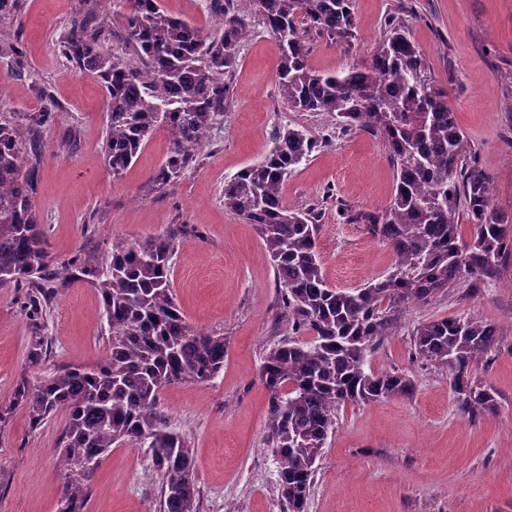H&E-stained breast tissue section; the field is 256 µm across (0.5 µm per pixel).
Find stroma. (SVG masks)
<instances>
[{"label": "stroma", "mask_w": 512, "mask_h": 512, "mask_svg": "<svg viewBox=\"0 0 512 512\" xmlns=\"http://www.w3.org/2000/svg\"><path fill=\"white\" fill-rule=\"evenodd\" d=\"M161 6L204 36L219 19L213 0ZM79 7L80 0H19L8 31L12 49L0 54V123L55 113L40 130L33 197L48 256L59 265L77 254H106L116 242L174 239L170 282L178 306L190 326L227 343L214 379L174 383L159 397L167 421L193 449L198 512H283L278 459L267 439L269 393L259 371L265 353L287 337L288 323L271 258L256 226L225 210L224 185L271 152L279 128L319 139L285 180L283 200L316 210L325 280L352 291L387 275L395 261L388 244L346 220L390 204L395 180L386 143L363 130H340L329 113L292 111L276 85L279 40L256 15L229 75L224 117L196 163L169 184L153 182L168 145L160 131L133 166L112 175L103 152L104 92L59 48ZM354 13L347 38L308 33L310 66L342 72L366 63L386 33L385 20L398 16L491 179L492 207L512 222V0H354ZM22 295L0 287V512H56L65 416L30 429L15 390L64 366L97 364L108 331L99 297L84 281L62 286L38 332L21 309ZM446 317L476 318L501 331L499 345L475 368L495 396L494 414H464L447 367L414 353V328ZM37 333L48 344L38 366L29 361ZM368 364L406 374L414 389L339 408L307 512H512V259L496 278L467 277L430 302L403 307ZM150 465L146 449L112 448L90 481L86 512H159Z\"/></svg>", "instance_id": "35a3bbf8"}]
</instances>
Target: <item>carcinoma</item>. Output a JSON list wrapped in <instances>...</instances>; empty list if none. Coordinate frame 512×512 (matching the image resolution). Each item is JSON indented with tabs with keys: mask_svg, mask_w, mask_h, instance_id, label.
<instances>
[{
	"mask_svg": "<svg viewBox=\"0 0 512 512\" xmlns=\"http://www.w3.org/2000/svg\"><path fill=\"white\" fill-rule=\"evenodd\" d=\"M100 2L81 0L60 48L105 91L104 156L115 176L160 128L169 149L152 175L155 182H173L196 160L224 117L230 92L224 75L232 71L254 15L279 39L278 90L291 110L328 112L341 130H365L387 144L393 199L378 214L346 218L388 244L395 263L387 276L351 292L325 281L315 210L282 201L284 180L311 157L316 140L283 127L262 162L224 185V208L257 227L282 288L291 336L265 354L261 379L270 392L267 427L280 460L278 497L288 512H305L339 407L413 389L402 373L366 368L402 307L427 303L467 276L497 275L512 254V224L491 207L489 177L474 160L448 92L428 78L400 18L385 21L387 35L367 63L331 74L309 66L306 33L350 35L353 0H224L208 38L165 12L160 0H112L110 25L100 19ZM17 3L0 0L1 31L13 25ZM114 38L135 54L104 49L102 41ZM54 118L50 109L30 117L24 136L19 126L0 123V286L25 289L23 308L38 329L59 291L56 282L83 280L100 298L110 336L109 351L96 366L66 367L17 392L33 430L60 410L66 414L56 512H84L94 474L85 461L98 463L121 444L148 449L160 480V512H197L195 458L158 411L159 395L175 382L214 378L224 367L226 342L185 321L170 285L175 244L168 236L116 242L102 258L76 255L60 266L48 259L32 204L36 169L23 175L21 163L26 155L38 160V132ZM461 205L471 223L466 241L456 217ZM412 337L416 355L448 368L463 412L471 418L495 413L494 396L473 371L498 345L497 326L444 318L418 325Z\"/></svg>",
	"mask_w": 512,
	"mask_h": 512,
	"instance_id": "cac0c4a2",
	"label": "carcinoma"
}]
</instances>
